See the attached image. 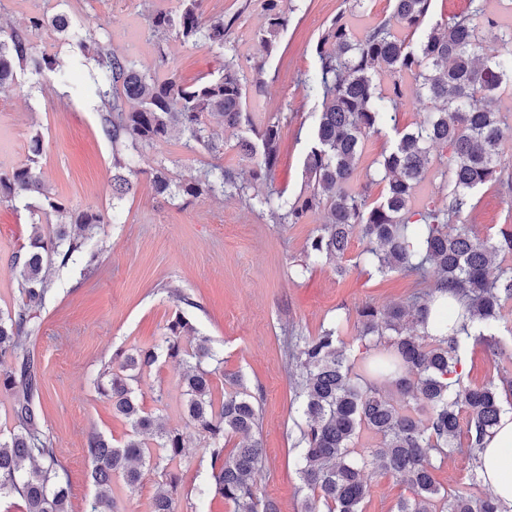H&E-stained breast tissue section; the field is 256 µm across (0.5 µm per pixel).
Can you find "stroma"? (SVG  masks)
Listing matches in <instances>:
<instances>
[{"instance_id":"obj_1","label":"stroma","mask_w":512,"mask_h":512,"mask_svg":"<svg viewBox=\"0 0 512 512\" xmlns=\"http://www.w3.org/2000/svg\"><path fill=\"white\" fill-rule=\"evenodd\" d=\"M178 6V0H0V27L22 26L46 11L63 12L74 27L94 29L139 70L151 72L156 55L145 17ZM289 6L288 28L266 65L265 93L245 101L255 124L276 117L281 125L274 179L255 182L258 195L276 189L294 197L304 188L303 161L319 106L306 97L301 81L316 67L322 32L341 12L361 30L392 11L390 0H367L362 12L354 10L353 0H290ZM207 13L239 14L231 44L242 64L260 55L255 34L266 25L260 0H207ZM34 43L38 52L56 57L71 83L65 86L55 75L28 69L0 92V170L24 162L31 137L41 136L42 182L70 207L90 208L108 219L89 241L102 251L97 270L88 273L75 265L53 271L34 339L44 428L71 482L74 512H88L96 493L85 460L88 435L100 433L117 443L129 431L96 394L94 378L116 351L158 343L179 311L223 352L225 370L239 374L260 397L262 494L275 499L281 512H302L305 493L295 458L303 420L294 402L290 354L336 315L354 313L365 303L383 307L406 301L415 288L413 278L359 265L364 243L357 237L337 262L301 271L304 246L320 225L314 216L299 224H276L258 204L235 198L204 195L186 204L156 195L147 171L158 160L166 161L172 180L180 183L217 159L189 149L178 133L157 147L133 151L144 173L129 194L113 198L112 144L101 129L92 63L77 55L65 35L44 31ZM167 53L187 83L217 73L224 63L208 45L174 37L167 41ZM502 152L499 182L477 192L478 205L467 215L473 234L481 238L512 229V127L505 131ZM31 232L26 211L0 203V309L19 297L8 261ZM340 265L347 268L346 276H337ZM180 372L177 362L162 361L134 385L145 411L186 436L182 457L170 466L178 478L176 510L232 512L223 499L202 494L211 480V460L198 435L185 426Z\"/></svg>"}]
</instances>
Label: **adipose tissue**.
Returning a JSON list of instances; mask_svg holds the SVG:
<instances>
[{"label": "adipose tissue", "mask_w": 512, "mask_h": 512, "mask_svg": "<svg viewBox=\"0 0 512 512\" xmlns=\"http://www.w3.org/2000/svg\"><path fill=\"white\" fill-rule=\"evenodd\" d=\"M479 474L483 482L512 510V412L503 413L493 434L479 450Z\"/></svg>", "instance_id": "adipose-tissue-1"}]
</instances>
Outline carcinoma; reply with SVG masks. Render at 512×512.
Wrapping results in <instances>:
<instances>
[{"instance_id": "carcinoma-1", "label": "carcinoma", "mask_w": 512, "mask_h": 512, "mask_svg": "<svg viewBox=\"0 0 512 512\" xmlns=\"http://www.w3.org/2000/svg\"><path fill=\"white\" fill-rule=\"evenodd\" d=\"M204 2L180 0L175 12L151 11L148 28L161 66L168 64L165 43L170 36L185 44L203 41L224 53L217 78L202 76L188 85L172 72L159 80L136 69L91 29L69 30L67 15L58 12L31 16L21 29H0V89L13 85L18 72L31 64L65 80L55 57L33 55L32 39L44 30L67 32L71 45L94 62L102 129L112 141V196L129 193L140 174L132 160L119 156L122 147H154L178 132L188 143L219 156L221 148L210 130L216 118L224 128L242 132L232 149L252 166L251 180L217 162L192 181L174 185L160 164L150 170L153 188L187 202L203 194L249 202L255 199L252 182L268 181L275 173L280 127L270 118L256 129L244 102L247 87L255 93L263 90L260 74L288 26V5L263 0L267 25L257 38L265 57L250 65L257 74L250 80L236 48L227 42L238 15L207 18ZM391 2V16L363 33H356L341 13L318 39L316 68L302 80L306 95L320 101L304 160L305 188L294 198L270 191L258 199L276 224L322 216L306 245L303 270L343 255L357 234L364 242L360 264L382 273L399 272L418 286L405 303L357 309L354 327L364 348L359 357L350 354L343 340L347 315L297 346L296 400L304 426L296 470L307 490L304 512H363L370 492L369 465L408 487L410 495L398 500L394 512H504L492 496L448 491L434 473L436 460L480 447L505 405L512 406V359L502 363L497 339L512 315V273L492 269L495 257L512 255V230L480 239L463 217L466 209L475 208V192L496 182L502 169L505 120L493 103L512 84V23L487 15L484 0H468L465 11L427 27L433 0ZM484 30L495 33L500 49L481 56ZM407 76L427 109V118L413 129L397 122L399 83ZM387 128L394 130V138L375 160L374 173L354 186L365 141ZM439 146L443 151L432 154ZM42 154L36 135L26 161L0 172V201L27 211L33 228L29 243L10 260L18 302L0 310V359L13 361L0 370V388L14 393V427L0 436V499L20 497L25 512H73L70 483L60 474L42 409L34 403L40 373L30 342L40 329L52 268L82 264L93 271L101 264V252L88 248L87 240L104 217L52 197L37 172ZM429 177L439 180L444 203L415 209L414 190ZM375 185L381 187L376 198L371 194ZM449 285L459 299L457 308L438 303ZM471 341L494 357L496 376L482 385L465 383L459 372L460 352ZM163 355L182 362L186 425L210 454V489L233 512H280L257 486L264 452L257 437L256 397L239 376L230 374L235 390L215 404L212 378L224 372V356L180 312L158 344L113 354L112 368L95 383L96 393L111 402L130 430L118 446L99 433L88 438L89 477L99 488L89 512H112L114 478L134 490L148 473L169 478L168 487L155 493L150 512H176V477L168 467L183 455L184 433L163 428L139 404L134 389L138 377ZM379 380L392 381L398 399L385 395ZM363 429L380 437V447H356ZM234 437L240 442L226 448ZM153 447L161 453L152 454Z\"/></svg>"}]
</instances>
